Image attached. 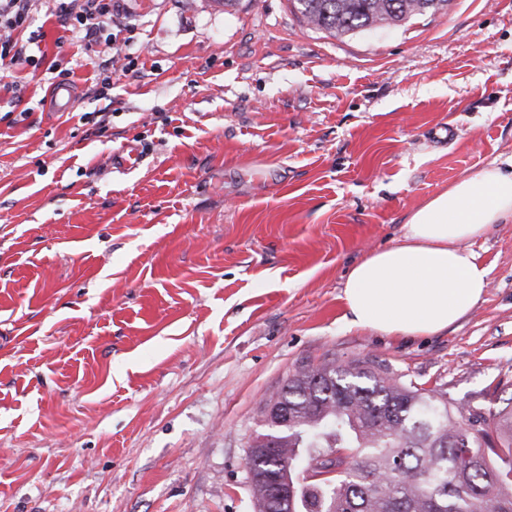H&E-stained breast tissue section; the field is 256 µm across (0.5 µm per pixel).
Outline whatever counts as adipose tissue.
<instances>
[{
    "label": "adipose tissue",
    "instance_id": "adipose-tissue-1",
    "mask_svg": "<svg viewBox=\"0 0 512 512\" xmlns=\"http://www.w3.org/2000/svg\"><path fill=\"white\" fill-rule=\"evenodd\" d=\"M512 219V173L489 165L415 210L400 240L363 258L344 286L352 325L431 335L461 320L489 286L471 245Z\"/></svg>",
    "mask_w": 512,
    "mask_h": 512
}]
</instances>
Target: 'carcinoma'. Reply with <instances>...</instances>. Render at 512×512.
<instances>
[{"mask_svg": "<svg viewBox=\"0 0 512 512\" xmlns=\"http://www.w3.org/2000/svg\"><path fill=\"white\" fill-rule=\"evenodd\" d=\"M314 28L353 34L398 26L448 0H292ZM288 422L257 434L256 512H512V399L466 417L448 391L395 378L372 361L302 366L272 398ZM309 458L324 478L304 483ZM288 502L272 500L276 480Z\"/></svg>", "mask_w": 512, "mask_h": 512, "instance_id": "cac0c4a2", "label": "carcinoma"}]
</instances>
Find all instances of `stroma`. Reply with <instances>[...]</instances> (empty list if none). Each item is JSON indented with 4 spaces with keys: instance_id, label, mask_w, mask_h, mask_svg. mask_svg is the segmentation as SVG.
I'll return each instance as SVG.
<instances>
[{
    "instance_id": "stroma-1",
    "label": "stroma",
    "mask_w": 512,
    "mask_h": 512,
    "mask_svg": "<svg viewBox=\"0 0 512 512\" xmlns=\"http://www.w3.org/2000/svg\"><path fill=\"white\" fill-rule=\"evenodd\" d=\"M52 8L19 34L44 60L0 68V512H254L243 459L304 364L371 358L464 413L512 398V220L442 332L343 302L419 206L512 165V0L341 36L290 0H120L116 54ZM141 158L139 148L128 143L112 153L108 164L112 166V172L127 173L134 170L141 163Z\"/></svg>"
}]
</instances>
